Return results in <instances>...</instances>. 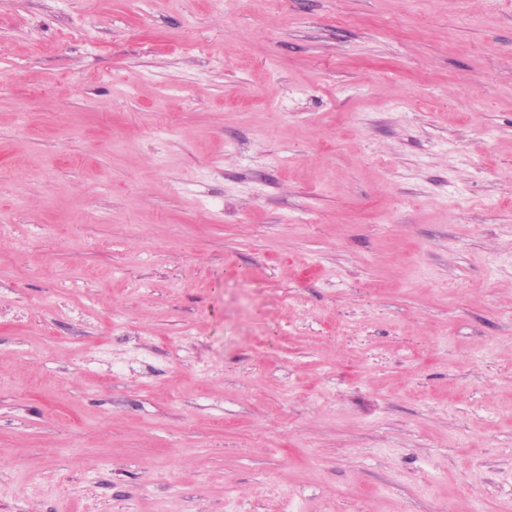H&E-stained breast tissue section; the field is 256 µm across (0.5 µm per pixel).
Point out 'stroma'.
<instances>
[{"label": "stroma", "instance_id": "35a3bbf8", "mask_svg": "<svg viewBox=\"0 0 512 512\" xmlns=\"http://www.w3.org/2000/svg\"><path fill=\"white\" fill-rule=\"evenodd\" d=\"M0 512H512V0H0Z\"/></svg>", "mask_w": 512, "mask_h": 512}]
</instances>
